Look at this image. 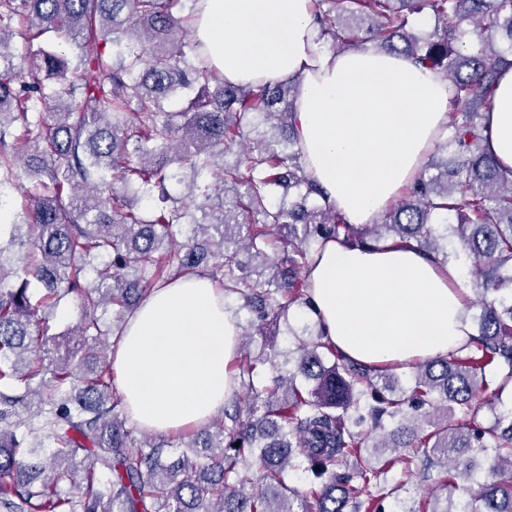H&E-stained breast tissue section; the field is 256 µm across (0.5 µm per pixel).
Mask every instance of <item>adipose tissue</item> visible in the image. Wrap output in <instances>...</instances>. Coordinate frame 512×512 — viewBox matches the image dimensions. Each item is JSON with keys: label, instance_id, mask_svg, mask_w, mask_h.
Masks as SVG:
<instances>
[{"label": "adipose tissue", "instance_id": "ef3b65f1", "mask_svg": "<svg viewBox=\"0 0 512 512\" xmlns=\"http://www.w3.org/2000/svg\"><path fill=\"white\" fill-rule=\"evenodd\" d=\"M196 41L234 84L295 82L289 117L307 171L348 223H372L411 180L448 122L442 74L393 53L323 50L311 0H202ZM485 147L512 172V66L499 69ZM308 294L346 357L406 366L448 355L472 333L460 273L416 246L339 241L314 256ZM239 327L211 278L154 289L129 318L115 384L142 430L202 425L232 394Z\"/></svg>", "mask_w": 512, "mask_h": 512}]
</instances>
